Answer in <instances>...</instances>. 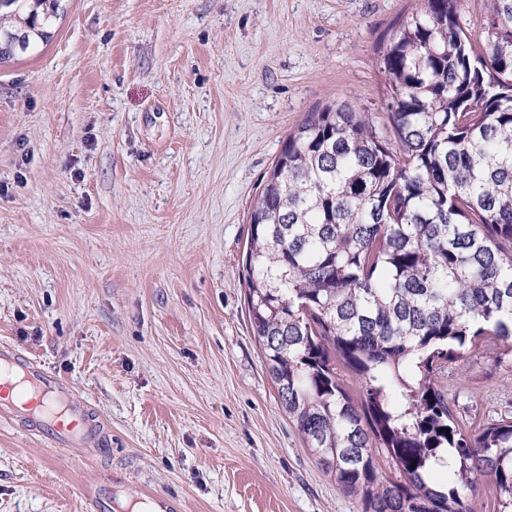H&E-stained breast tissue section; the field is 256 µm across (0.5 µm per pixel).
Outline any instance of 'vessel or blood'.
<instances>
[{"instance_id": "b4317fda", "label": "vessel or blood", "mask_w": 512, "mask_h": 512, "mask_svg": "<svg viewBox=\"0 0 512 512\" xmlns=\"http://www.w3.org/2000/svg\"><path fill=\"white\" fill-rule=\"evenodd\" d=\"M0 410L21 415L31 432L55 448L103 444L87 405L73 399L70 387L5 345L0 346ZM117 498L111 478H102L93 497L96 512H115Z\"/></svg>"}]
</instances>
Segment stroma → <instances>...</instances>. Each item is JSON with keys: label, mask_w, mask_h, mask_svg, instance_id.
<instances>
[{"label": "stroma", "mask_w": 512, "mask_h": 512, "mask_svg": "<svg viewBox=\"0 0 512 512\" xmlns=\"http://www.w3.org/2000/svg\"><path fill=\"white\" fill-rule=\"evenodd\" d=\"M413 0H66L0 63V344L109 434L53 448L0 415V512H89L101 474L174 512H359L279 406L242 260L262 177L307 112L388 127L382 51ZM441 383L512 411L488 353Z\"/></svg>", "instance_id": "1"}]
</instances>
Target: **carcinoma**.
<instances>
[{
  "instance_id": "cac0c4a2",
  "label": "carcinoma",
  "mask_w": 512,
  "mask_h": 512,
  "mask_svg": "<svg viewBox=\"0 0 512 512\" xmlns=\"http://www.w3.org/2000/svg\"><path fill=\"white\" fill-rule=\"evenodd\" d=\"M62 2L0 0V61L48 41ZM416 2L381 55L394 140L331 104L265 172L249 321L283 412L361 512H478L484 481L512 512V414L471 431L439 383L482 347L512 367V0L479 53L462 0Z\"/></svg>"
}]
</instances>
